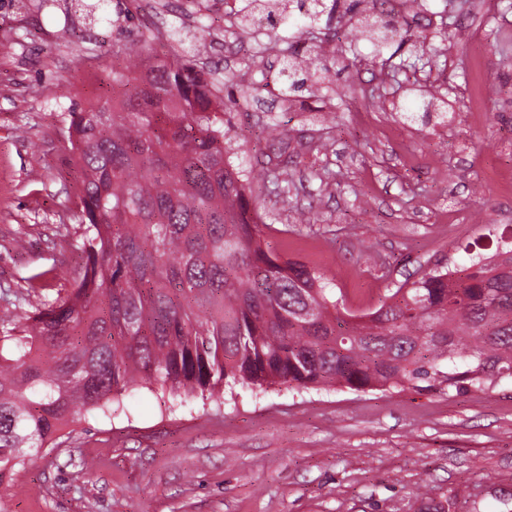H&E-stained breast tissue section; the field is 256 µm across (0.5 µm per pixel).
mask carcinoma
Here are the masks:
<instances>
[{
	"label": "carcinoma",
	"mask_w": 512,
	"mask_h": 512,
	"mask_svg": "<svg viewBox=\"0 0 512 512\" xmlns=\"http://www.w3.org/2000/svg\"><path fill=\"white\" fill-rule=\"evenodd\" d=\"M311 19L321 0H292ZM405 41L390 13L358 21ZM109 72L125 88L64 112L81 181L83 274L66 296L0 316V485L25 448L144 382L178 398L237 385L465 392L512 379V244L405 281L355 314L319 268L273 254L274 230L234 164L224 101L192 60ZM288 92L335 83L322 59L284 64Z\"/></svg>",
	"instance_id": "carcinoma-1"
}]
</instances>
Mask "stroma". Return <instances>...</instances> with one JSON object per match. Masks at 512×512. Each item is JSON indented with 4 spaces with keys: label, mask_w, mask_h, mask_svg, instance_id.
<instances>
[{
    "label": "stroma",
    "mask_w": 512,
    "mask_h": 512,
    "mask_svg": "<svg viewBox=\"0 0 512 512\" xmlns=\"http://www.w3.org/2000/svg\"><path fill=\"white\" fill-rule=\"evenodd\" d=\"M90 2L0 0V314H26L32 273L67 269L48 301L79 276L61 110L121 96L104 78L131 30L150 34L152 62L190 57L219 89L234 75L237 161L279 177L253 184L268 242L327 270L349 309L419 268L465 264L467 245L494 247L489 225H512V0H403L410 37L387 42L379 70L362 63L371 40H343L356 17L336 0L315 20L281 6L275 28L248 34L230 10L250 0H123L118 25ZM307 47L342 74L290 111L279 72ZM433 47L429 66L395 72ZM476 83L489 94L474 117ZM347 84L357 96L339 98ZM419 95L447 99L451 121L393 112ZM121 404L28 457L0 485V512H512L510 379L461 394L239 385L217 401L140 384Z\"/></svg>",
    "instance_id": "obj_1"
}]
</instances>
